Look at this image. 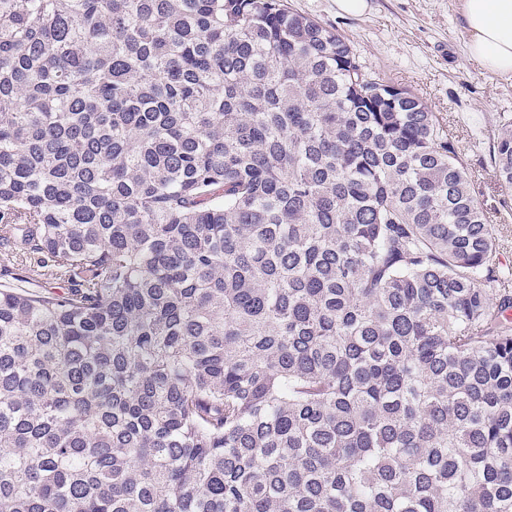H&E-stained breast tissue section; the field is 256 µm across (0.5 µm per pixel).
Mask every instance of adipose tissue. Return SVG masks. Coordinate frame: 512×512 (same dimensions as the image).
I'll list each match as a JSON object with an SVG mask.
<instances>
[{
	"label": "adipose tissue",
	"instance_id": "1",
	"mask_svg": "<svg viewBox=\"0 0 512 512\" xmlns=\"http://www.w3.org/2000/svg\"><path fill=\"white\" fill-rule=\"evenodd\" d=\"M468 54L483 69L512 74V0H462Z\"/></svg>",
	"mask_w": 512,
	"mask_h": 512
}]
</instances>
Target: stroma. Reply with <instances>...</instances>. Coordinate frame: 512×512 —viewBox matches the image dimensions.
<instances>
[{"label":"stroma","instance_id":"1","mask_svg":"<svg viewBox=\"0 0 512 512\" xmlns=\"http://www.w3.org/2000/svg\"><path fill=\"white\" fill-rule=\"evenodd\" d=\"M290 3L344 36L368 71L436 112L471 168L501 239V262L512 269V216L500 212L502 191L486 164L502 119L512 118V76L469 57L461 0H367L355 16L339 12L336 0Z\"/></svg>","mask_w":512,"mask_h":512}]
</instances>
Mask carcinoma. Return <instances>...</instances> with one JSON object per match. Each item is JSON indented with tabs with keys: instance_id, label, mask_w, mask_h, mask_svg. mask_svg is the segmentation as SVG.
I'll return each mask as SVG.
<instances>
[{
	"instance_id": "1",
	"label": "carcinoma",
	"mask_w": 512,
	"mask_h": 512,
	"mask_svg": "<svg viewBox=\"0 0 512 512\" xmlns=\"http://www.w3.org/2000/svg\"><path fill=\"white\" fill-rule=\"evenodd\" d=\"M499 255L285 0H0V512H512Z\"/></svg>"
}]
</instances>
